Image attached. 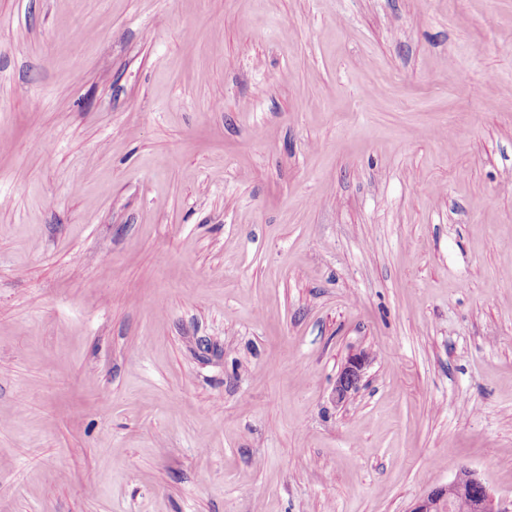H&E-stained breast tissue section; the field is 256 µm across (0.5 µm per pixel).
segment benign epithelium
I'll return each instance as SVG.
<instances>
[{
    "label": "benign epithelium",
    "instance_id": "1",
    "mask_svg": "<svg viewBox=\"0 0 512 512\" xmlns=\"http://www.w3.org/2000/svg\"><path fill=\"white\" fill-rule=\"evenodd\" d=\"M369 357L364 351L351 354L336 378L334 397L344 402L359 389ZM465 501L470 512H512L495 501L485 485L471 472L462 471L446 486L438 487L421 497L411 512H451L455 504Z\"/></svg>",
    "mask_w": 512,
    "mask_h": 512
}]
</instances>
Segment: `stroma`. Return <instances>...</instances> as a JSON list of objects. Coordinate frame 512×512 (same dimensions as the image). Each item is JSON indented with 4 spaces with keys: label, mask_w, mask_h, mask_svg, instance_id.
Masks as SVG:
<instances>
[{
    "label": "stroma",
    "mask_w": 512,
    "mask_h": 512,
    "mask_svg": "<svg viewBox=\"0 0 512 512\" xmlns=\"http://www.w3.org/2000/svg\"><path fill=\"white\" fill-rule=\"evenodd\" d=\"M463 470L512 503V0H0V512ZM369 357L365 351L351 354L344 363L339 375L336 378L334 397L336 402H344L351 393L359 389L365 369L368 366Z\"/></svg>",
    "instance_id": "stroma-1"
}]
</instances>
